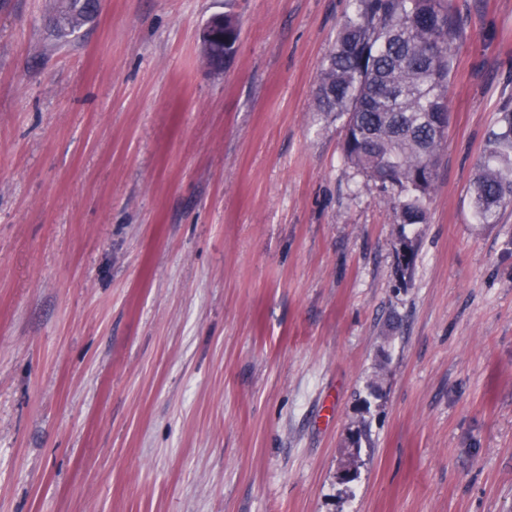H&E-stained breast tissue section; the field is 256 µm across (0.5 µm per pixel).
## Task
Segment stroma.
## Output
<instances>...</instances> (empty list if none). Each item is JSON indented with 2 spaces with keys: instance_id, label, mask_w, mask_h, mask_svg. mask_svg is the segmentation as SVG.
<instances>
[{
  "instance_id": "35a3bbf8",
  "label": "stroma",
  "mask_w": 512,
  "mask_h": 512,
  "mask_svg": "<svg viewBox=\"0 0 512 512\" xmlns=\"http://www.w3.org/2000/svg\"><path fill=\"white\" fill-rule=\"evenodd\" d=\"M351 2L105 0L59 40L0 0V512H512V205L471 200L512 0H451L406 228L313 110ZM225 21V27H224ZM225 35V43H224ZM239 40V28L236 18L230 14L216 15L204 27L202 34L203 57L209 67L220 64H209L208 60L213 54L216 45L223 49V61L229 60L235 53Z\"/></svg>"
}]
</instances>
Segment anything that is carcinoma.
I'll list each match as a JSON object with an SVG mask.
<instances>
[{
    "mask_svg": "<svg viewBox=\"0 0 512 512\" xmlns=\"http://www.w3.org/2000/svg\"><path fill=\"white\" fill-rule=\"evenodd\" d=\"M98 0H59L50 30L73 35L97 13ZM340 25L313 94L314 110L341 122L345 163L394 191L401 226L427 223L438 152L446 130L433 113L447 111L452 57L463 28L447 0H354ZM224 60L239 28L224 15ZM478 223L495 224L512 203V103L499 108L472 187Z\"/></svg>",
    "mask_w": 512,
    "mask_h": 512,
    "instance_id": "obj_1",
    "label": "carcinoma"
}]
</instances>
